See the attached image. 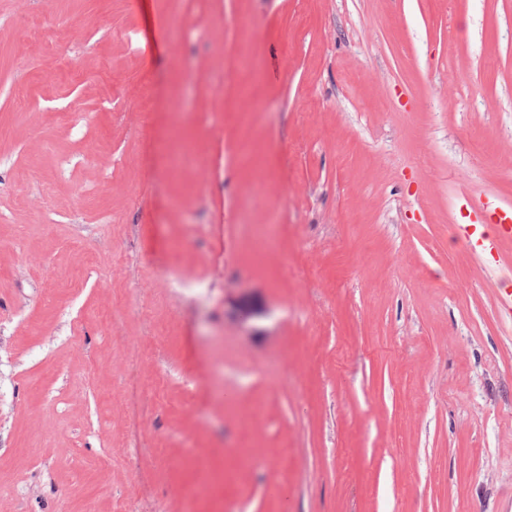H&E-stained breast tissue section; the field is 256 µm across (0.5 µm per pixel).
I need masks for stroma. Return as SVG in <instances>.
<instances>
[{
  "instance_id": "1",
  "label": "stroma",
  "mask_w": 512,
  "mask_h": 512,
  "mask_svg": "<svg viewBox=\"0 0 512 512\" xmlns=\"http://www.w3.org/2000/svg\"><path fill=\"white\" fill-rule=\"evenodd\" d=\"M504 208L512 0H0V512H512ZM494 229V237L490 238L488 235H484V241H481L478 246L483 249H494V244L503 240L512 241V212H503L500 215L498 224H492Z\"/></svg>"
}]
</instances>
